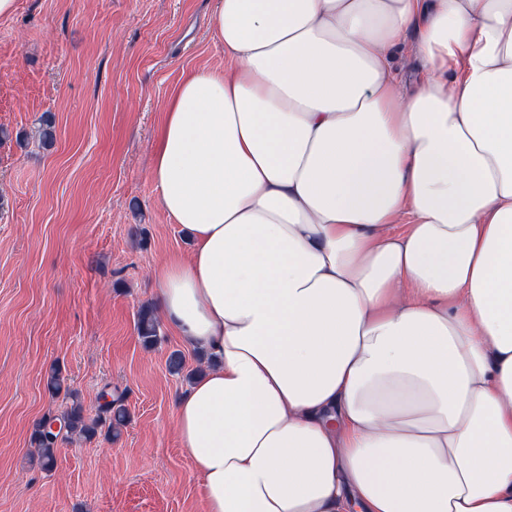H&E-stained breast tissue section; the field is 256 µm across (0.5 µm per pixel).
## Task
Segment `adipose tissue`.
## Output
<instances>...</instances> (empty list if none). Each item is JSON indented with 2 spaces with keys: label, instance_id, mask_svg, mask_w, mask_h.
Listing matches in <instances>:
<instances>
[{
  "label": "adipose tissue",
  "instance_id": "1",
  "mask_svg": "<svg viewBox=\"0 0 512 512\" xmlns=\"http://www.w3.org/2000/svg\"><path fill=\"white\" fill-rule=\"evenodd\" d=\"M213 27L232 66L184 74L151 167L192 243L159 314L214 361L175 411L204 512H512V0ZM416 39L409 33L405 41L406 60L403 65L396 67L398 77L403 88L410 90L417 85L422 77L424 68L415 52Z\"/></svg>",
  "mask_w": 512,
  "mask_h": 512
}]
</instances>
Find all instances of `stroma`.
I'll return each instance as SVG.
<instances>
[{
	"label": "stroma",
	"instance_id": "1",
	"mask_svg": "<svg viewBox=\"0 0 512 512\" xmlns=\"http://www.w3.org/2000/svg\"><path fill=\"white\" fill-rule=\"evenodd\" d=\"M213 0H17L0 18V512H203L202 478L175 430L197 352L168 326L145 348L154 271L191 242L158 204L153 146L184 73L221 71ZM55 142L43 147V114ZM59 365L86 416L126 395L118 441L68 437L52 470L30 434L69 403L46 387ZM137 331L147 348L154 347L160 341L159 323L153 310L147 305L141 306L137 313Z\"/></svg>",
	"mask_w": 512,
	"mask_h": 512
}]
</instances>
